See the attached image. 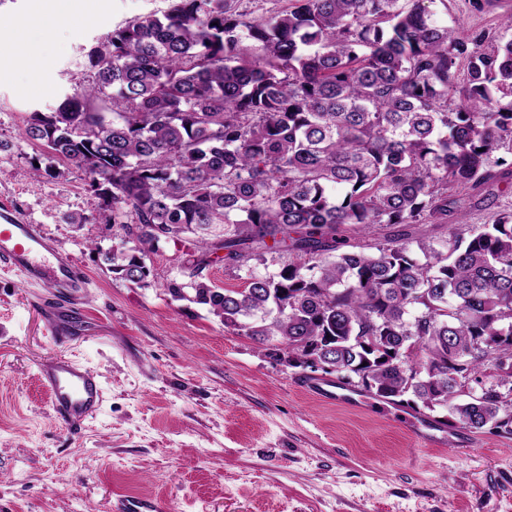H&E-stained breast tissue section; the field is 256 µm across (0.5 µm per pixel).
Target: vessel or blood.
<instances>
[{
    "label": "vessel or blood",
    "instance_id": "vessel-or-blood-1",
    "mask_svg": "<svg viewBox=\"0 0 512 512\" xmlns=\"http://www.w3.org/2000/svg\"><path fill=\"white\" fill-rule=\"evenodd\" d=\"M0 264L22 273L28 282L59 294L77 295L86 279L75 259L60 252L26 223L8 203L0 204ZM46 324L59 342L72 334L69 314L54 304L43 305ZM38 379L48 394L57 418L69 425H84L99 413L105 395L100 377L65 355L41 362ZM334 379L306 382L312 395L330 402L353 405L352 396L340 393ZM112 512H166L165 501L151 497L125 496L111 505Z\"/></svg>",
    "mask_w": 512,
    "mask_h": 512
}]
</instances>
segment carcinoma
I'll list each match as a JSON object with an SVG mask.
<instances>
[{"label": "carcinoma", "instance_id": "carcinoma-1", "mask_svg": "<svg viewBox=\"0 0 512 512\" xmlns=\"http://www.w3.org/2000/svg\"><path fill=\"white\" fill-rule=\"evenodd\" d=\"M172 0L108 34L95 80L21 135L112 214V272L153 275L226 328L326 359L346 384L512 435V209L464 230L463 192L512 188V16L468 40L425 0ZM466 80L457 82L461 61ZM459 104L448 103L450 94ZM224 250V256L216 255ZM242 284L206 277L216 262ZM465 382L477 394L457 401Z\"/></svg>", "mask_w": 512, "mask_h": 512}]
</instances>
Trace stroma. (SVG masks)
<instances>
[{"instance_id":"35a3bbf8","label":"stroma","mask_w":512,"mask_h":512,"mask_svg":"<svg viewBox=\"0 0 512 512\" xmlns=\"http://www.w3.org/2000/svg\"><path fill=\"white\" fill-rule=\"evenodd\" d=\"M74 30L29 29L37 0H0V199L87 278L76 333L56 342L39 308L46 290L0 268V512H105L119 496H156L172 512H512V436L438 425L437 413L358 394L343 407L309 396L306 371L282 352L224 328L206 308L174 301L173 243H160L137 285L113 274L105 204L83 173L36 175L41 149L21 136L35 111L58 107L93 75L89 55L112 30L171 0H95ZM461 36L497 28L512 0H433ZM86 216L69 224L65 215ZM105 385L100 413L72 432L37 380L58 353ZM434 427L445 448L421 447Z\"/></svg>"}]
</instances>
